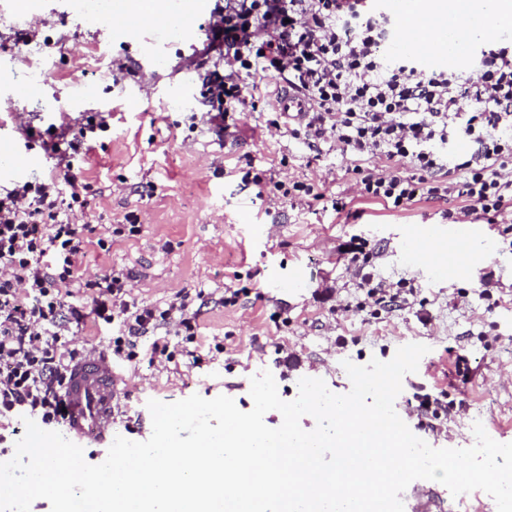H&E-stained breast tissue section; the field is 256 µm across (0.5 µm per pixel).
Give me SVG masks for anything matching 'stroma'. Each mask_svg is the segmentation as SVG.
<instances>
[{
    "label": "stroma",
    "mask_w": 512,
    "mask_h": 512,
    "mask_svg": "<svg viewBox=\"0 0 512 512\" xmlns=\"http://www.w3.org/2000/svg\"><path fill=\"white\" fill-rule=\"evenodd\" d=\"M152 37L149 50L123 47L107 22L86 25L81 0H0V155L25 159L0 168V186L55 169L40 133L106 119L108 130L75 160L88 206L73 220L98 229L130 221L141 230L113 237L106 251L89 247L77 266L91 278L131 272L128 287L142 306L163 308L188 294L198 313L193 336L172 337L171 363L150 362L148 336L136 361L113 358L120 378L114 435L147 440L152 399L225 395L250 411L251 379L266 370L285 401L297 398L304 377L345 394L352 384L344 361L386 362L399 347L420 343L429 351L394 402L411 432L436 449L466 448L479 423L495 441L512 443V234L484 225L473 268L437 277L411 259L406 229L444 223L456 200L423 198L395 211L359 198L352 157L327 149L313 160L302 145L267 130L262 100L224 137L203 126L189 130L208 67L203 41L182 42L171 19ZM79 84L91 92L74 96ZM26 88L32 94L25 98ZM250 168L276 181L324 180L327 194L350 199L351 212L259 194L243 179ZM353 237L376 252V274L413 282L416 295L388 312L361 308L364 294L337 250ZM482 276L491 281L484 297L472 289ZM229 288L244 291L233 306L222 303ZM459 352L469 359L466 383L455 373ZM425 395L454 407L419 417ZM402 500L405 512H458L436 481H413Z\"/></svg>",
    "instance_id": "1"
}]
</instances>
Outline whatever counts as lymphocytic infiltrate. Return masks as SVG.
I'll return each instance as SVG.
<instances>
[{"label": "lymphocytic infiltrate", "instance_id": "f902f5d3", "mask_svg": "<svg viewBox=\"0 0 512 512\" xmlns=\"http://www.w3.org/2000/svg\"><path fill=\"white\" fill-rule=\"evenodd\" d=\"M391 33L371 0H224L205 32L220 62L202 75L203 112L190 122L226 133L255 104L246 77L268 74L307 104L291 117L273 112L268 127L309 150L326 144L351 156L361 198L392 210L421 197L457 198L463 205L448 210L449 223L496 222L512 203V46L487 42L477 77L464 78L385 68L381 47ZM462 139L470 150L455 152ZM80 188L70 167L0 187V421L9 424L65 419L62 387L77 358L67 347L71 321L89 315L118 324L109 346L130 361L158 329L165 335L153 340L151 357L172 361L171 337L194 330L188 295L164 309L141 307L128 290L130 273H79L77 258L107 245L72 221L86 206ZM341 250L372 305L398 302L407 281L376 278L367 241ZM78 290L90 294V313L71 304Z\"/></svg>", "mask_w": 512, "mask_h": 512}]
</instances>
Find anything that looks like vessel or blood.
I'll return each instance as SVG.
<instances>
[{
	"label": "vessel or blood",
	"instance_id": "b4317fda",
	"mask_svg": "<svg viewBox=\"0 0 512 512\" xmlns=\"http://www.w3.org/2000/svg\"><path fill=\"white\" fill-rule=\"evenodd\" d=\"M217 0H174L173 9L180 23L185 40H193L197 32V18L214 10ZM413 0H386V9L393 14L401 31L403 45L412 47L424 69L444 67L448 55L439 48L448 39V26L444 16L431 13L423 15L422 25L428 27L438 43L430 49L417 40V27L407 24L406 16ZM110 23L113 35L122 43L132 45L146 38L149 26L141 15L132 10L130 0H112ZM477 236L472 224L458 225L450 240L451 259L438 265L436 274L445 277L458 271L460 265L472 255V243ZM119 378L112 369L108 356L90 350L75 364L65 386V397L70 406V415L62 428L68 440L90 448L107 445L112 441V407L117 399Z\"/></svg>",
	"mask_w": 512,
	"mask_h": 512
}]
</instances>
